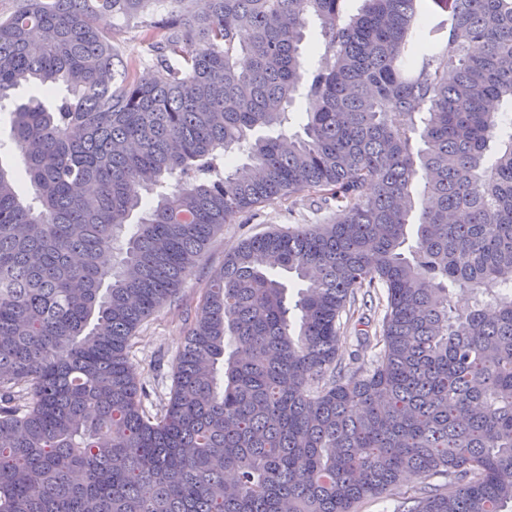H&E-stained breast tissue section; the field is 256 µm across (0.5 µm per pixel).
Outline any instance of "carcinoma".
<instances>
[{
  "instance_id": "1",
  "label": "carcinoma",
  "mask_w": 512,
  "mask_h": 512,
  "mask_svg": "<svg viewBox=\"0 0 512 512\" xmlns=\"http://www.w3.org/2000/svg\"><path fill=\"white\" fill-rule=\"evenodd\" d=\"M152 2L0 17L33 193L0 166V512H354L407 471L448 488L402 512H512V0H163L140 80L97 16ZM312 189L341 218L224 257L150 414L137 328L224 225ZM376 288L380 352L343 367ZM358 315L355 314L354 319L348 320L347 316L343 314L341 319L344 331L342 334L341 342L339 344L338 359L342 365L346 367H358L360 365H369L374 358V353L377 351L371 346L375 343L372 340V345L369 347H361L356 340V333L354 332V322Z\"/></svg>"
}]
</instances>
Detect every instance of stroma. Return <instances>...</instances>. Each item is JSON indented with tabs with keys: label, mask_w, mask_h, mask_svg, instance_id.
Segmentation results:
<instances>
[{
	"label": "stroma",
	"mask_w": 512,
	"mask_h": 512,
	"mask_svg": "<svg viewBox=\"0 0 512 512\" xmlns=\"http://www.w3.org/2000/svg\"><path fill=\"white\" fill-rule=\"evenodd\" d=\"M165 7H155L152 14L136 18L106 15L99 25L119 49L123 59L136 63L138 76L152 73L140 30L151 17L164 15ZM340 216L336 209L320 204L318 194L302 192L293 198L278 200L242 214L235 223L224 225L204 250L198 263L186 277L179 296L180 306H163L149 316L137 329L131 341L129 361L143 383L148 408H161L173 384L177 358L184 336L192 321L204 289L211 277L224 265L225 255L242 240L272 229H292L304 224H326ZM448 479L443 475L425 478L408 474L382 494L364 500L358 512H398L406 498L421 487L441 486Z\"/></svg>",
	"instance_id": "1"
}]
</instances>
